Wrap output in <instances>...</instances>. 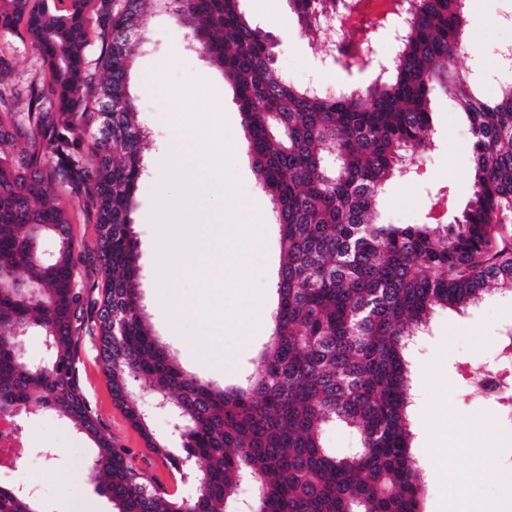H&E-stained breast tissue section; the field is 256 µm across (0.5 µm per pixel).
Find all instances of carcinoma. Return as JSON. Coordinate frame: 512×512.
Wrapping results in <instances>:
<instances>
[{"mask_svg":"<svg viewBox=\"0 0 512 512\" xmlns=\"http://www.w3.org/2000/svg\"><path fill=\"white\" fill-rule=\"evenodd\" d=\"M155 12L187 29V49L234 87L247 151L281 227L273 332L235 387L184 373L141 304L136 193L149 136L131 92L130 41ZM240 0H0V35L16 37L45 78L0 55V414L19 426L46 413L94 444L98 488L116 512H234L248 481L254 512H421L424 475L411 452L410 349L435 311L460 312L501 283L512 291V64L497 95L460 71L469 0H409L392 55L359 91L291 84L272 38ZM324 0H288L316 29ZM464 111L472 193L447 223L385 224V184L410 178L430 149L431 95ZM96 224L97 291L80 285L69 209ZM93 325L112 400L197 493L176 498L100 430L82 387L77 339ZM38 336L39 368L24 341ZM168 397L183 427L173 452L153 434L133 386ZM356 429L338 455L329 425ZM0 512H39L0 485Z\"/></svg>","mask_w":512,"mask_h":512,"instance_id":"1","label":"carcinoma"}]
</instances>
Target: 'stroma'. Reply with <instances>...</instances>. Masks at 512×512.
I'll use <instances>...</instances> for the list:
<instances>
[{"mask_svg":"<svg viewBox=\"0 0 512 512\" xmlns=\"http://www.w3.org/2000/svg\"><path fill=\"white\" fill-rule=\"evenodd\" d=\"M240 9L252 25L270 34L277 68L296 85H305L315 77L324 83L339 81L343 71L323 59L319 46L296 25L280 29L279 15L288 13L287 0H267L265 10H258L256 0H241ZM512 15V0H471L467 38L470 51L457 60L459 69L471 73L485 96L496 93L490 80V58L498 44L512 39V27L504 15ZM187 33L171 18L152 17L146 42L135 50L134 91L139 118L151 130L143 155L148 166H155L161 145L175 134L192 138L190 129L176 131L168 112L169 94L179 96L183 111L207 113L215 127L224 134V182L244 196L248 207L238 216L240 225L263 227L264 260L256 264L248 280L250 295L273 309L274 291L280 262L279 230L272 217L268 194L260 187L245 144L242 116L232 85L216 69L185 49ZM166 62L162 77H155V66ZM432 148L422 159L419 174L408 180L389 182L377 211L391 224H419L427 221L432 198L438 189L450 193L449 205L465 204L472 190V141L467 120L459 106L442 93L431 98ZM178 195L174 181H167L163 197L142 186L133 215V230L139 241L142 268L141 292L156 336L170 348L180 367L189 375L219 386L241 382L246 371L257 361L269 334L251 322L242 320V298L234 287L224 290V302L202 315H184L182 301L200 293L197 279L171 281L160 262L161 233L151 216L162 199ZM512 319V295L491 290L465 314L440 310L431 318L427 333L417 336L410 354L412 392L411 410L414 433L413 451L426 480L423 512H448L460 489H468L484 502L512 499V482L503 481L499 470L482 472L475 458L489 445L488 434L466 433L448 425L449 414L460 421L469 417H492L488 402L474 394L456 366L487 355L500 320ZM215 352L212 360L200 359L197 348ZM81 382L98 415L103 434L115 446L128 453L129 461L158 480L176 497H191L195 486L191 479L172 474L165 459L147 447L140 432L128 421L124 411L112 400V392L96 350V338L81 336L78 342ZM466 443L465 452L456 458L453 473L439 467V454L446 448ZM93 444L72 427L49 415H40L27 429L21 457L13 471L0 474V484L31 490L40 512H112V504L96 490L90 471Z\"/></svg>","mask_w":512,"mask_h":512,"instance_id":"stroma-1","label":"stroma"}]
</instances>
